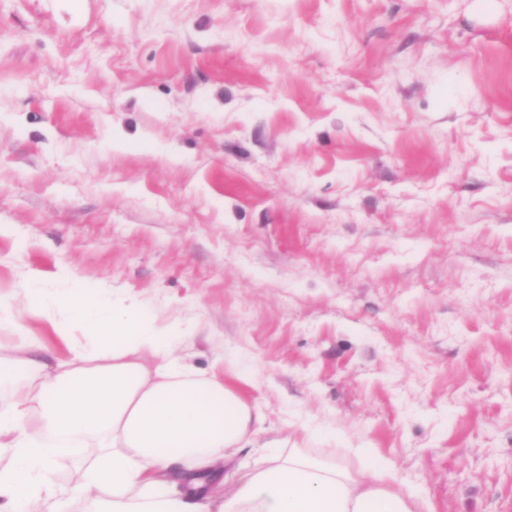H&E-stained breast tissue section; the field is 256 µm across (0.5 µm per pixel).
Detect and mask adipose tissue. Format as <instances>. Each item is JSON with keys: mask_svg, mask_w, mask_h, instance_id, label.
<instances>
[{"mask_svg": "<svg viewBox=\"0 0 512 512\" xmlns=\"http://www.w3.org/2000/svg\"><path fill=\"white\" fill-rule=\"evenodd\" d=\"M37 309L66 311L91 332L86 353L48 363L21 348L0 357V387L26 378L12 409L0 410V512H425L427 503L394 463L361 448L363 470L302 449L264 448L255 465L223 475L251 444L260 418L223 380L197 377L176 354L175 335L135 301L106 309L72 287L23 289ZM96 440L79 480L55 487L58 442Z\"/></svg>", "mask_w": 512, "mask_h": 512, "instance_id": "obj_1", "label": "adipose tissue"}]
</instances>
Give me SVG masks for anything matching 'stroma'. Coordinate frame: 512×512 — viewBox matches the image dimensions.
Returning a JSON list of instances; mask_svg holds the SVG:
<instances>
[{"instance_id":"1","label":"stroma","mask_w":512,"mask_h":512,"mask_svg":"<svg viewBox=\"0 0 512 512\" xmlns=\"http://www.w3.org/2000/svg\"><path fill=\"white\" fill-rule=\"evenodd\" d=\"M132 296L259 444L512 512V0H0V355Z\"/></svg>"}]
</instances>
